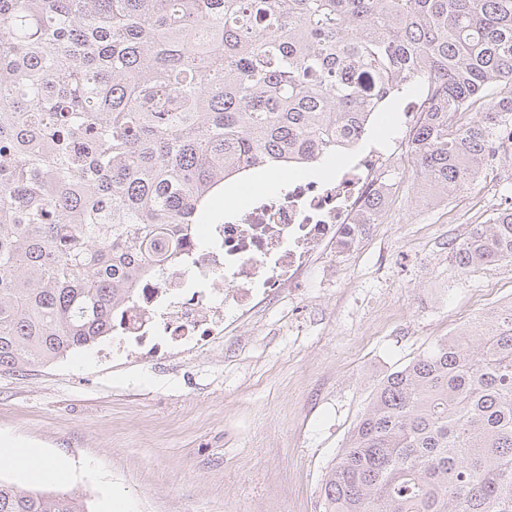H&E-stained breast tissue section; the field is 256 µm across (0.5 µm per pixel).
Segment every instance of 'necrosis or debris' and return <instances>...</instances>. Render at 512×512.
Returning <instances> with one entry per match:
<instances>
[{"label": "necrosis or debris", "instance_id": "obj_1", "mask_svg": "<svg viewBox=\"0 0 512 512\" xmlns=\"http://www.w3.org/2000/svg\"><path fill=\"white\" fill-rule=\"evenodd\" d=\"M395 160L373 149L335 181H300L284 197L253 194L247 211L209 225L210 246L188 244L190 266H168L141 282L113 350L123 352L130 343L152 353L206 346L223 336L227 312L249 320L275 290L300 282L320 256L360 249L365 204L395 197L385 178Z\"/></svg>", "mask_w": 512, "mask_h": 512}]
</instances>
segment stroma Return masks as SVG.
<instances>
[{
	"label": "stroma",
	"instance_id": "stroma-1",
	"mask_svg": "<svg viewBox=\"0 0 512 512\" xmlns=\"http://www.w3.org/2000/svg\"><path fill=\"white\" fill-rule=\"evenodd\" d=\"M401 96L360 143L393 147ZM512 204V149L474 188L415 207L397 189L356 254L234 323L217 347L149 359L111 339L25 373L0 371V432L71 459L55 490L124 512H322V484L378 383L512 297V262L468 272L448 242Z\"/></svg>",
	"mask_w": 512,
	"mask_h": 512
}]
</instances>
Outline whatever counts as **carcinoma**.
Wrapping results in <instances>:
<instances>
[{"label":"carcinoma","mask_w":512,"mask_h":512,"mask_svg":"<svg viewBox=\"0 0 512 512\" xmlns=\"http://www.w3.org/2000/svg\"><path fill=\"white\" fill-rule=\"evenodd\" d=\"M416 89L432 201L512 145V0H0V371L112 335L225 181L333 158ZM450 253L512 262V207ZM0 512L89 510L0 481ZM323 512H512V302L381 380Z\"/></svg>","instance_id":"obj_1"}]
</instances>
